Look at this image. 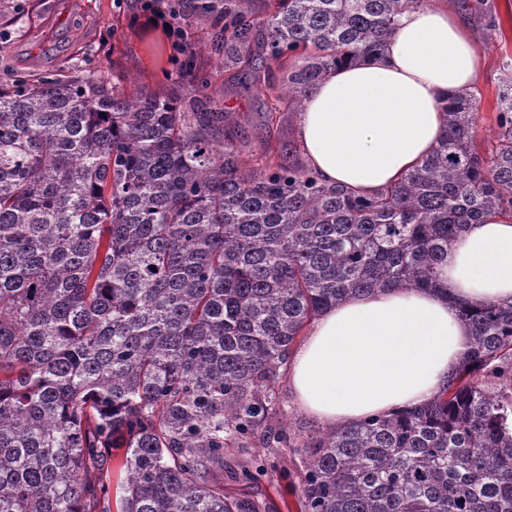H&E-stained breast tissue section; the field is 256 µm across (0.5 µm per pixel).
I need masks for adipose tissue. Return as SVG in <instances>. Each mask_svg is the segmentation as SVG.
<instances>
[{
  "instance_id": "ef3b65f1",
  "label": "adipose tissue",
  "mask_w": 512,
  "mask_h": 512,
  "mask_svg": "<svg viewBox=\"0 0 512 512\" xmlns=\"http://www.w3.org/2000/svg\"><path fill=\"white\" fill-rule=\"evenodd\" d=\"M483 56L464 11L415 0L383 53L331 70L298 114V143L323 180L361 195L395 185L445 132L450 93L472 90ZM441 287L356 295L317 316L288 360L298 406L333 427L414 406L446 383L471 328L462 302H512V219L452 244Z\"/></svg>"
}]
</instances>
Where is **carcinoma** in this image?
<instances>
[{"instance_id": "cac0c4a2", "label": "carcinoma", "mask_w": 512, "mask_h": 512, "mask_svg": "<svg viewBox=\"0 0 512 512\" xmlns=\"http://www.w3.org/2000/svg\"><path fill=\"white\" fill-rule=\"evenodd\" d=\"M196 0L224 71L278 69L291 99L385 48L409 0ZM168 93L98 77L0 85V512H274L257 495L288 448L302 512H512V303L471 325L448 384L412 409L283 429L287 356L322 311L433 289L472 224L512 217V77L486 160L470 94L446 133L371 197L307 166L242 159L187 58ZM258 441L260 451L246 448Z\"/></svg>"}]
</instances>
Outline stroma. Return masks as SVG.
Listing matches in <instances>:
<instances>
[{
    "instance_id": "stroma-1",
    "label": "stroma",
    "mask_w": 512,
    "mask_h": 512,
    "mask_svg": "<svg viewBox=\"0 0 512 512\" xmlns=\"http://www.w3.org/2000/svg\"><path fill=\"white\" fill-rule=\"evenodd\" d=\"M140 0H8L0 9V82L37 73L44 77L71 74L80 69L104 78L123 77L127 92L145 88L163 92L164 73L172 54L164 35L134 24ZM499 17L503 34L490 36L483 21L470 16L472 33L485 62L472 94L479 107L477 141L491 152L495 138L496 100L506 74L512 73V0H488ZM224 71L214 74L208 91L216 108L234 113L245 132L242 157H263L297 150V110L288 104V90L279 75L270 88L259 91L225 84ZM288 479L271 477L261 487L277 512H301L299 471L301 458L287 454Z\"/></svg>"
}]
</instances>
